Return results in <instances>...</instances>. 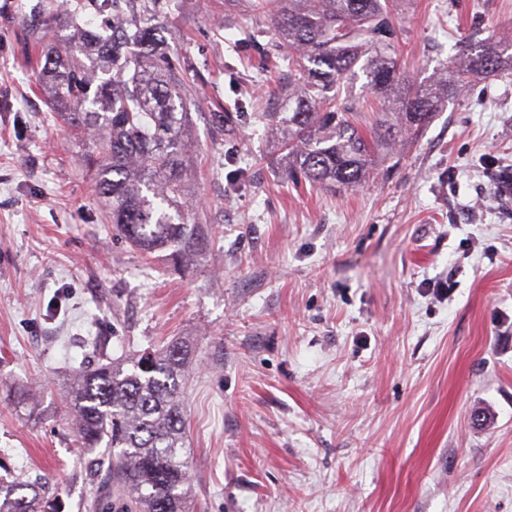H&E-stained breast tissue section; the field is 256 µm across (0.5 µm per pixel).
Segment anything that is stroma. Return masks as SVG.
<instances>
[{"label": "stroma", "mask_w": 512, "mask_h": 512, "mask_svg": "<svg viewBox=\"0 0 512 512\" xmlns=\"http://www.w3.org/2000/svg\"><path fill=\"white\" fill-rule=\"evenodd\" d=\"M35 2L0 0V475L80 512L107 478L86 461L108 450L76 447L63 380L180 336L198 512H512V75L460 86L363 187L318 189L286 178L267 119L288 109L269 15L171 0L210 221L184 270L104 223L84 142L36 85ZM389 7L418 82L472 33L512 38V0Z\"/></svg>", "instance_id": "obj_1"}]
</instances>
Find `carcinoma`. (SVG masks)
<instances>
[{
    "label": "carcinoma",
    "mask_w": 512,
    "mask_h": 512,
    "mask_svg": "<svg viewBox=\"0 0 512 512\" xmlns=\"http://www.w3.org/2000/svg\"><path fill=\"white\" fill-rule=\"evenodd\" d=\"M271 8L288 68L289 176L313 187L355 190L388 143L418 136L463 83L512 71V40L467 39L435 79L414 82L400 68L392 13L383 0H254ZM167 0H39L25 19L27 43L44 60L38 86L53 111L89 140L84 165L112 231L144 254L169 251L189 264L206 249L193 218L187 174L196 102L180 59L158 46ZM378 102L341 96L354 67ZM191 346L172 339L123 360L76 371L64 404L78 447L117 448L108 469L122 512H194L185 465L183 383ZM108 491L84 512H111ZM0 512H56L38 486L0 480Z\"/></svg>",
    "instance_id": "1"
}]
</instances>
